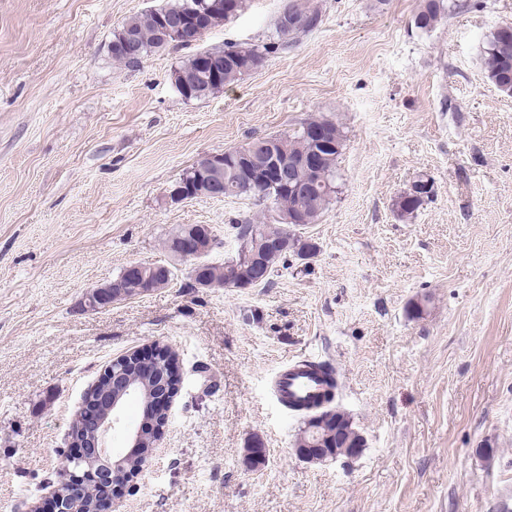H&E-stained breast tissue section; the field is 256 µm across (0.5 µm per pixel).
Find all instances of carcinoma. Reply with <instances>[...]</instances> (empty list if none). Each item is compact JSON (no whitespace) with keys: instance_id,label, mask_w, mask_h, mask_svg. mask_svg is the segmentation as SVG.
<instances>
[{"instance_id":"carcinoma-1","label":"carcinoma","mask_w":512,"mask_h":512,"mask_svg":"<svg viewBox=\"0 0 512 512\" xmlns=\"http://www.w3.org/2000/svg\"><path fill=\"white\" fill-rule=\"evenodd\" d=\"M215 0H168L167 3L126 19L114 32L112 43H120L122 35H133L140 48L139 59L130 60L118 51L112 53V60L126 66L134 67L139 61L155 52L169 47L187 48L199 39V33L195 31L192 21H187L179 29H173L166 33L162 30V20L166 18L178 19L187 17L192 11L204 12L208 10ZM297 16L305 20V23L297 28H287L276 25L278 41L269 45H241L231 44L222 49L211 51L215 60V67L211 70L199 67V53H194L185 58L175 67L173 74L183 76L191 88V93L183 96L186 101L205 99L242 78V76L258 70L268 54L275 50L286 49L301 36L316 30L322 23L321 10L308 5L302 0H292L286 6ZM445 15L444 0H423L421 8L414 16V25L423 31H428L437 26ZM484 69L489 81L496 88L512 80V39H504L500 28L491 31L484 48ZM322 125L329 128L334 147L325 150L327 161L324 167L325 185L315 192L303 205H298L293 196L278 190L266 183L239 182L234 177L229 166H224V196L226 197H250L259 202H269L273 207L293 218L290 223H282L270 220V216L261 213L259 216L245 217L236 221L233 225L235 236L239 242L237 255L252 253L262 258L261 266L242 264L238 269L227 271L222 265L213 263L205 266L202 271L196 273L193 281L196 284L206 282L209 285L224 286L226 288H241L243 286L256 287L271 282L272 276L277 271L279 264L287 261L289 256L299 258L305 255H314L319 251L318 244L311 238H305L293 234V239L284 250L276 252L267 249V244L284 234L290 232V228L296 224H315L328 209L336 194L337 163L346 146V135L343 127L336 121L323 116L312 117L305 121V126ZM271 144L268 148V159L286 160L290 157L302 156L310 151L320 149L319 144L304 133V126L299 127L288 136L269 137ZM419 183L422 189L419 195L403 197L394 201L395 211L401 218H407L414 214L434 193V183L430 178H421ZM195 231V225L187 224L171 234L164 242L165 249L173 256L178 255L179 238ZM143 277L131 279L121 273L112 280V290H122L128 296L148 292L156 288L167 286L173 277L172 270L162 272L156 264L143 265ZM177 355L173 351H166L161 355L156 366L155 374L146 378V387L150 390L160 389V385L166 383V377L171 368L175 367ZM329 386L326 392L322 408L319 427L329 425L331 419H336L338 427L343 429L345 437L352 447L348 452L351 457H356L365 447L362 435L356 430L351 417L342 413L333 416L328 412L332 408L338 387L337 378L327 380Z\"/></svg>"}]
</instances>
